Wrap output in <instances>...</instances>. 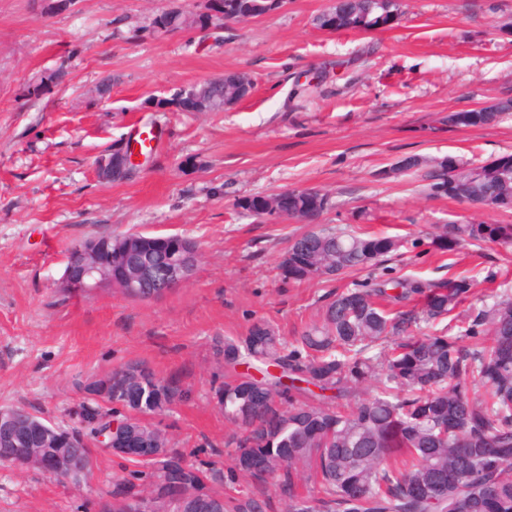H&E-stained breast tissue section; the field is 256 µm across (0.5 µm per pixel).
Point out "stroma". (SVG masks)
<instances>
[{"instance_id":"1","label":"stroma","mask_w":512,"mask_h":512,"mask_svg":"<svg viewBox=\"0 0 512 512\" xmlns=\"http://www.w3.org/2000/svg\"><path fill=\"white\" fill-rule=\"evenodd\" d=\"M208 2L0 0V408L70 425L77 380L142 360L190 389L154 422L202 459L235 429L214 398V339L262 320L293 342L367 278H286L281 262L307 224L253 217L241 198L318 188L332 201L321 227L406 238L385 261L391 275H468L476 295H512V247L444 253L431 243L437 226L512 224V212L430 195L421 172L400 169L409 156L481 165L512 154V114L489 127L448 120L512 97V0H401L391 25L368 32L319 30L333 0H287L206 32L148 29L156 15ZM229 72L248 76L252 91L224 111L150 108ZM107 74L119 81L102 99L95 88ZM301 85L311 93L296 96ZM142 124L157 150L129 178L99 179L96 159ZM103 232L189 238L196 270L152 301L64 291L71 245ZM128 467L98 454L78 489L0 466V512H96Z\"/></svg>"}]
</instances>
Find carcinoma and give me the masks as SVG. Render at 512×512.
<instances>
[{"label": "carcinoma", "mask_w": 512, "mask_h": 512, "mask_svg": "<svg viewBox=\"0 0 512 512\" xmlns=\"http://www.w3.org/2000/svg\"><path fill=\"white\" fill-rule=\"evenodd\" d=\"M236 14L258 17L268 0H214L213 26L224 24V4ZM335 8L350 29L379 25L392 9L389 0H337ZM202 14L165 12L152 19L154 31L196 28ZM209 111L219 112L233 100V85L221 78L191 85ZM512 112V98L498 101L492 112H469L452 123L489 126ZM448 159L434 162L427 174L430 194ZM451 175L456 198L493 211H512V168L500 158L471 167L455 163ZM327 194L305 189L294 199L293 220L312 210L323 213ZM112 240V262L134 258L132 241L141 234L96 235ZM490 242L512 246V224H444L432 243L441 251L461 244ZM403 241L383 235L352 234L321 228L294 239L283 260L293 280L338 277L352 269H379ZM474 279L459 276L433 282L372 276L361 287L330 302L319 319L286 345L277 335L259 336L271 328L253 323L244 336L226 337L216 349L224 382L215 390L224 418L241 432L224 440L234 449L236 471L260 480L263 459L284 461L271 485L284 512H512V296L465 314V336H454L445 319L471 294ZM475 343L464 344V338ZM246 363L261 378L237 371ZM143 369L145 381L127 371ZM112 400L130 393L143 396L145 411H169L160 397L165 380L146 363L133 361L114 369ZM42 443L20 426L11 443H0V465L27 457ZM126 461L133 466L113 481L112 512H184L180 500L194 496V512H267L268 498L241 504L224 500V473L213 461L189 458L183 448L159 463H144L145 452L133 445ZM423 486L417 498L412 488Z\"/></svg>", "instance_id": "carcinoma-1"}]
</instances>
